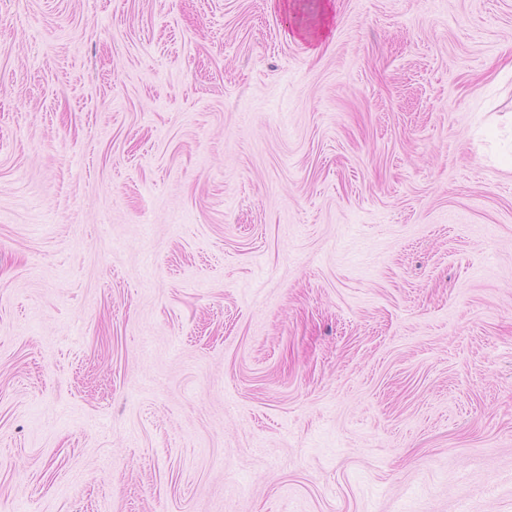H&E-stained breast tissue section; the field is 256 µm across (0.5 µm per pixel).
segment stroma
<instances>
[{
	"label": "stroma",
	"mask_w": 512,
	"mask_h": 512,
	"mask_svg": "<svg viewBox=\"0 0 512 512\" xmlns=\"http://www.w3.org/2000/svg\"><path fill=\"white\" fill-rule=\"evenodd\" d=\"M512 0H0V512H512Z\"/></svg>",
	"instance_id": "1"
}]
</instances>
